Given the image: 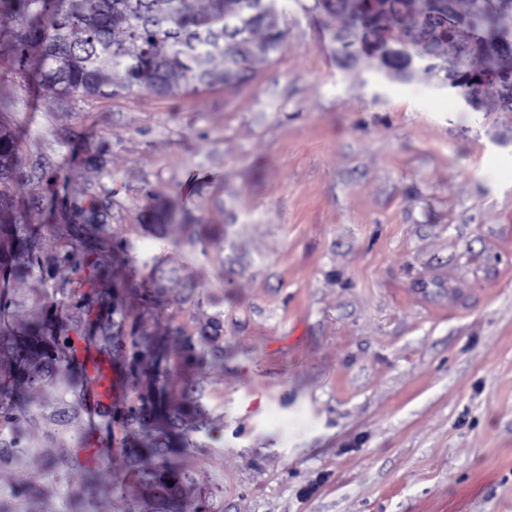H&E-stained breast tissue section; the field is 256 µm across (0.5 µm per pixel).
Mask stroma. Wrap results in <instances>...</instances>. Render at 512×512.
I'll list each match as a JSON object with an SVG mask.
<instances>
[{"label": "stroma", "instance_id": "stroma-1", "mask_svg": "<svg viewBox=\"0 0 512 512\" xmlns=\"http://www.w3.org/2000/svg\"><path fill=\"white\" fill-rule=\"evenodd\" d=\"M282 4L240 84L62 100L0 59L6 204L46 258L10 319L110 358L114 396L88 418L74 363L27 389L0 497L68 512L94 438L90 510L124 512L153 399L188 440V512H512V112L342 68L313 0ZM70 240L108 276L57 263Z\"/></svg>", "mask_w": 512, "mask_h": 512}]
</instances>
